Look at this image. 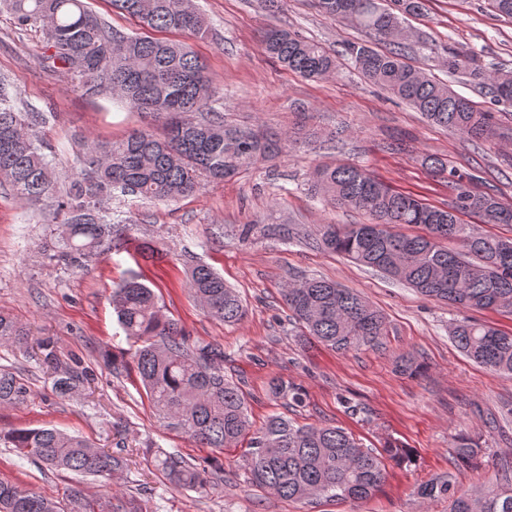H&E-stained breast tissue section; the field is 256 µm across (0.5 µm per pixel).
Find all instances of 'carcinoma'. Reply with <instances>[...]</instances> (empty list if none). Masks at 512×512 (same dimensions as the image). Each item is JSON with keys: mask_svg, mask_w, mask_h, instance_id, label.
<instances>
[{"mask_svg": "<svg viewBox=\"0 0 512 512\" xmlns=\"http://www.w3.org/2000/svg\"><path fill=\"white\" fill-rule=\"evenodd\" d=\"M113 8L154 31H176L206 38V17L189 0H111ZM326 18L346 20L379 41L391 45L377 51L366 43H350L348 58L371 83L389 91L425 115L434 125L452 129L475 142L496 135L491 112L456 94L405 62L411 46L394 35L403 17L417 15L422 0H312ZM20 28L39 27L45 35L46 59L71 72L79 84L95 90L107 87L130 107L164 119V137L137 130L109 143L95 140L77 155L79 171L70 176L65 198L57 201L63 230L48 247L49 258L77 268L112 243L131 240L133 224L112 222L103 207L105 197L123 196L168 203L189 197L202 182H221L243 168L276 156L288 138L275 140L252 129L224 121L215 110L217 89L205 64L181 43L141 34H125L107 26L84 0H0ZM266 56L312 80L336 74L338 55L296 32L271 27L260 39ZM448 69L461 72L488 89L493 101L512 104V72L484 73L471 58L448 54ZM37 116L15 110L0 89V185L5 184L33 205L54 188L52 160L33 132ZM424 163L448 182V207L431 206L393 190L367 169L352 164L316 168L312 188L333 206L368 214L376 231L364 224H325L321 245L351 262L374 268L416 289L422 296L459 309L505 311L512 314V238L479 234L461 216L478 215L491 224H512V204L479 193L467 176L434 156ZM417 226L421 234L396 231ZM188 290L207 314L226 324L246 316L238 293L207 265L191 267ZM283 299L306 339L348 353L383 347L387 324L383 314L353 289L324 278L301 277L283 288ZM117 321L136 343L131 358L153 412L167 426L182 431L203 448L243 447L252 482L290 500L317 498L366 499L379 491L387 468L407 466L411 452L397 440L383 438L381 451L365 448L345 429L299 424L283 415L268 417L253 428L241 387L224 377V352L209 343H189L183 327L161 314L151 288L132 277L112 295ZM457 348L476 364L512 375V332L476 320L452 326ZM29 331L13 317L0 313V344L23 347ZM89 375L67 369L54 379L55 391L67 396L87 383ZM30 390L8 367L0 368V405L24 402ZM269 393L288 407L304 406L300 388L281 378L269 381ZM0 445L33 457L50 470L112 479L124 465L121 456L89 440L56 428H14L0 432ZM456 472L419 485L424 500L446 498L450 512H512V485L498 484L473 498L460 489L458 472L479 471L482 449L462 435L453 445ZM154 466L172 486L206 493L216 485L221 465H204L178 454L153 452ZM72 512H141L133 497L98 504V510L73 494ZM0 512H60L55 499L0 480Z\"/></svg>", "mask_w": 512, "mask_h": 512, "instance_id": "1", "label": "carcinoma"}]
</instances>
